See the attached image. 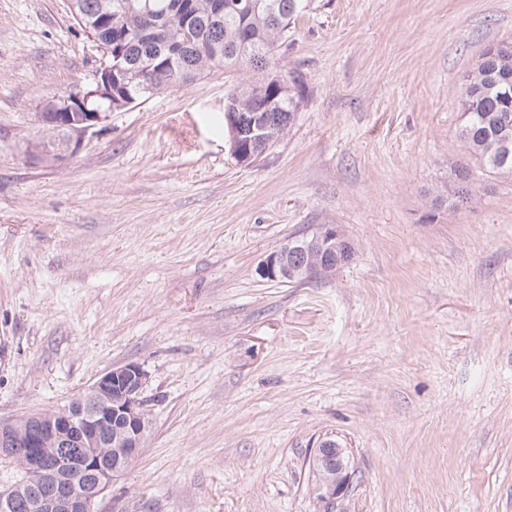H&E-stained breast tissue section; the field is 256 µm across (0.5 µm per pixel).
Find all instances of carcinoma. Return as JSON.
Listing matches in <instances>:
<instances>
[{
    "instance_id": "obj_1",
    "label": "carcinoma",
    "mask_w": 512,
    "mask_h": 512,
    "mask_svg": "<svg viewBox=\"0 0 512 512\" xmlns=\"http://www.w3.org/2000/svg\"><path fill=\"white\" fill-rule=\"evenodd\" d=\"M85 23L100 19L101 0H76ZM112 5V29L100 35L119 44L118 76L122 91L142 103L151 94L177 88L199 76L224 70L230 83L225 111L252 116L268 113L273 133H284L288 115L306 97L302 80L280 64V48L298 16L300 0H106ZM512 76V42L487 48L461 76L460 139L467 163L453 168L454 184L469 186L472 168L500 179L512 178V155L502 141L512 140V85L497 76Z\"/></svg>"
}]
</instances>
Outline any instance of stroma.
<instances>
[{
  "mask_svg": "<svg viewBox=\"0 0 512 512\" xmlns=\"http://www.w3.org/2000/svg\"><path fill=\"white\" fill-rule=\"evenodd\" d=\"M305 2L281 62L307 97L246 167L220 70L79 143L40 126L103 52L68 0H0V423L140 364L146 447L97 512H512V179L435 200L512 0ZM324 226L347 265L257 275ZM329 436L351 478L325 500Z\"/></svg>",
  "mask_w": 512,
  "mask_h": 512,
  "instance_id": "35a3bbf8",
  "label": "stroma"
}]
</instances>
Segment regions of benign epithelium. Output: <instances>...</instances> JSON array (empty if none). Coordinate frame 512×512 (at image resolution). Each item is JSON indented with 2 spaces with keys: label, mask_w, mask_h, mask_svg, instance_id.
Listing matches in <instances>:
<instances>
[{
  "label": "benign epithelium",
  "mask_w": 512,
  "mask_h": 512,
  "mask_svg": "<svg viewBox=\"0 0 512 512\" xmlns=\"http://www.w3.org/2000/svg\"><path fill=\"white\" fill-rule=\"evenodd\" d=\"M109 57L95 74V88L72 92L47 104L38 122L80 137L103 122L110 112L134 101L112 97V42L100 43ZM97 99L103 107H89ZM231 156L241 165L255 163L251 148L269 149L277 138L259 117L248 121L236 112L224 117ZM336 228L326 227L313 239H292L268 253L257 267L269 280L305 279L334 272L347 262L336 242ZM147 372L137 363L114 366L100 374L76 401L64 408L26 417L32 429L14 422L0 424V458L12 461L23 479L0 492V509L24 497L33 512H94L101 496L142 454L150 426L142 393ZM321 474L317 491L324 499L345 492L349 473L346 450L335 439H323L314 456Z\"/></svg>",
  "instance_id": "7a95c632"
}]
</instances>
